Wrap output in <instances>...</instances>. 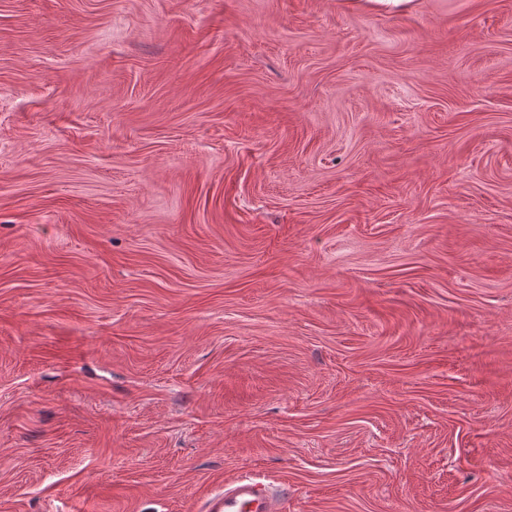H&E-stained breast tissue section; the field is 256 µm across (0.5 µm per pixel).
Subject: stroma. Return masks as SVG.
<instances>
[{
    "mask_svg": "<svg viewBox=\"0 0 512 512\" xmlns=\"http://www.w3.org/2000/svg\"><path fill=\"white\" fill-rule=\"evenodd\" d=\"M512 512V0H0V512ZM284 496L269 484L245 475L224 479V488L211 493L204 512H282Z\"/></svg>",
    "mask_w": 512,
    "mask_h": 512,
    "instance_id": "obj_1",
    "label": "stroma"
}]
</instances>
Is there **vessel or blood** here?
I'll use <instances>...</instances> for the list:
<instances>
[{"label":"vessel or blood","instance_id":"obj_1","mask_svg":"<svg viewBox=\"0 0 512 512\" xmlns=\"http://www.w3.org/2000/svg\"><path fill=\"white\" fill-rule=\"evenodd\" d=\"M284 496L269 484L245 475L225 479L224 486L211 493L204 512H283Z\"/></svg>","mask_w":512,"mask_h":512}]
</instances>
